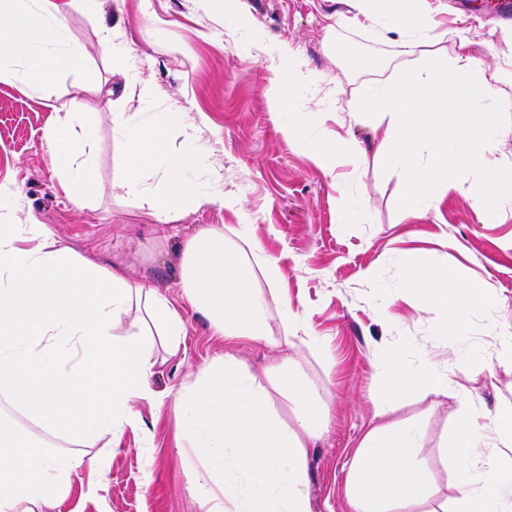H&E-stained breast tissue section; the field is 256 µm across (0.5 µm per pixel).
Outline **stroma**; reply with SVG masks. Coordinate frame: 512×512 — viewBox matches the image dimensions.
Returning <instances> with one entry per match:
<instances>
[{
    "label": "stroma",
    "mask_w": 512,
    "mask_h": 512,
    "mask_svg": "<svg viewBox=\"0 0 512 512\" xmlns=\"http://www.w3.org/2000/svg\"><path fill=\"white\" fill-rule=\"evenodd\" d=\"M503 0L474 8L470 0H428L445 29L457 19H474L470 53L489 70L512 64V9ZM241 15L224 21V0H97L94 11L66 9L71 42L82 46L80 67L60 75L40 91L0 84V185L16 199L0 200V222L16 224L35 214L82 256L121 268L135 283L149 284L178 307L186 326L176 355L155 348L151 379L164 404L137 400L141 426L126 429L112 454L106 485L89 493L86 477L74 479L67 498L53 512H198L182 461L173 451L177 417L169 401L198 370L233 352L256 375L283 357L262 342L230 343L212 335L207 320L184 306L178 278L180 245L210 225L249 219L250 231L276 262L282 285L323 355L301 351L310 379L333 411L327 431L310 449L309 493L314 512H351L345 487L349 463L363 434L375 423L378 395L373 362L379 346L397 358L425 355L441 364L456 356L494 355L499 334L512 328V194L500 193L493 217L481 221L466 193L449 191L420 219L403 220L402 180L386 158L361 167L338 163L325 173L307 147L336 155L337 136L360 141L367 152L377 142L368 123L348 113L364 89L386 79L379 61H395L391 41L346 26L341 16L355 12V0H241ZM114 32V51L103 46ZM285 43L318 85L302 87L288 111L276 112L267 94L270 82L288 67L274 52ZM357 55L352 65L341 44ZM96 74L82 81V69ZM154 94L139 98L138 82ZM80 97L92 118L98 188L86 206L72 204L49 166L44 132L54 113ZM136 112L179 118L168 129L171 150L194 148L205 157L192 175L198 190L213 201L187 206L177 233L164 237L147 202L131 203L121 187L124 146L112 115ZM302 125L301 142L288 143L285 124ZM239 207L218 204V196ZM352 211L340 220L337 202ZM422 253L437 267L463 265L500 297L495 310H477L465 336L446 341L432 313L401 293L406 254ZM373 271L366 281L365 271ZM473 400L487 409L512 404V374L480 372L468 382ZM392 420L412 419L424 431L417 461L437 490V500L455 497L452 469L436 447L452 428L461 403L448 397L432 412L407 392L392 397ZM151 481H144V470Z\"/></svg>",
    "instance_id": "1"
}]
</instances>
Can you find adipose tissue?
Wrapping results in <instances>:
<instances>
[{"mask_svg": "<svg viewBox=\"0 0 512 512\" xmlns=\"http://www.w3.org/2000/svg\"><path fill=\"white\" fill-rule=\"evenodd\" d=\"M390 26L399 55L417 57L410 69L377 82L351 110L379 134L377 155L404 178V219H419L449 189L467 190L478 215L491 212L505 180L488 164L503 135L512 133V106L499 86L512 85V69H480L469 54L468 30H449L453 50L440 57L435 21L411 0H389ZM0 48L14 65L0 64V83L28 90L52 84L77 64L83 49L67 38L56 0H0ZM473 127L448 132L460 105ZM125 145L121 186L131 200L148 194L159 175L151 214L167 224L187 203L209 198L197 191L191 171L202 163L190 151L167 146L166 121L138 113L112 115ZM44 140L59 182L75 205L96 191L92 132L79 101L47 127ZM489 170L481 185L466 186L474 170ZM465 301L448 307V287ZM181 298L208 321L213 335L272 346L303 345L319 351L303 315L283 292L275 262L247 225L211 226L186 239L180 266ZM402 287L435 315L439 332L464 335L473 311L499 306L497 294L464 266L434 267L423 256L406 259ZM275 302L281 327L272 329L266 307ZM185 334L178 310L156 288L132 284L125 273L81 256L36 217L0 224V398L70 452L21 433L0 417V512H52L75 476L87 474L91 491L103 489L110 459L88 456L102 439L118 443L141 420L133 400L159 402L151 386L155 345L176 354ZM384 396L374 403L381 424L368 429L351 459L346 497L352 512H512V405L486 413L467 401L458 423L439 442L455 465L457 495L435 502V491L415 462L423 437L409 420L387 422V393L404 389L421 396L465 394L473 365L459 357L445 366L430 359L395 367L392 351L373 365ZM175 449H193L189 483L199 512H313L308 450L326 430L331 405L307 376L299 358L253 374L243 359L225 353L201 368L175 394Z\"/></svg>", "mask_w": 512, "mask_h": 512, "instance_id": "adipose-tissue-1", "label": "adipose tissue"}]
</instances>
